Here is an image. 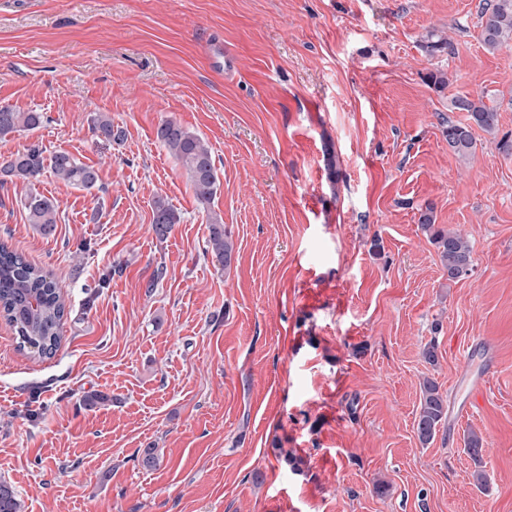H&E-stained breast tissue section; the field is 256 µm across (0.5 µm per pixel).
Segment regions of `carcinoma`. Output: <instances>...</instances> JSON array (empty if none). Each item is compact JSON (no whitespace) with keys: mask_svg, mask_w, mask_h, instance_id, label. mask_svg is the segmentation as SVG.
<instances>
[{"mask_svg":"<svg viewBox=\"0 0 512 512\" xmlns=\"http://www.w3.org/2000/svg\"><path fill=\"white\" fill-rule=\"evenodd\" d=\"M480 38L483 48L496 53L512 48V0H482L479 4ZM428 51L454 53L451 39L430 33L426 45ZM450 111L466 112L483 132L497 138L496 147L503 156L512 157V134L499 132V107L489 94L471 97L469 94L454 95L450 99ZM43 122L40 112H20L10 107H0V140L21 131H31ZM442 134L448 147L459 157L473 155L475 139L471 126L444 118ZM94 129L106 140L120 138L112 120L104 115L95 118ZM157 139L175 161L186 171L197 201L208 205L215 198L220 186L218 169L212 151L197 135L189 132L179 122L169 119L157 129ZM59 179L85 191L98 187L97 170L80 162L71 154L60 151L45 161L43 148L34 144L22 153L10 156L0 164V175L27 181L38 179L45 169ZM29 223L36 225L44 235L50 234L56 224L58 205L37 192L29 193L24 201ZM178 223L176 211L165 201L155 202L152 229L160 237H166ZM418 223L436 246L440 263L448 279L468 277L473 271L471 249L460 235L435 227L431 208L420 211ZM208 249L224 267H229L233 257V244L221 218L209 217ZM66 315V304L56 283L26 258L0 245V316L11 324L16 333L19 348L51 358L59 348L60 330ZM448 416L447 399L433 381L423 384L417 435L420 442L434 440L437 428ZM0 512H21V504L13 488L0 482Z\"/></svg>","mask_w":512,"mask_h":512,"instance_id":"cac0c4a2","label":"carcinoma"}]
</instances>
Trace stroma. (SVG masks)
Masks as SVG:
<instances>
[{"label": "stroma", "instance_id": "35a3bbf8", "mask_svg": "<svg viewBox=\"0 0 512 512\" xmlns=\"http://www.w3.org/2000/svg\"><path fill=\"white\" fill-rule=\"evenodd\" d=\"M478 4L0 0V107L43 115L0 160L37 142L100 178L0 183V242L67 305L49 359L0 319V481L22 512H512V159L478 129L457 158L440 125L468 121L454 93L488 92L512 133V50L483 49ZM432 32L454 54L426 52ZM169 118L212 149L210 209L156 137ZM32 191L59 204L52 236ZM159 198L180 216L164 239ZM427 206L469 240L468 278L444 274ZM469 372L484 397L465 414ZM427 378L448 418L424 445ZM30 224H36L40 232L49 235L55 227L58 205L50 198L30 192L24 201ZM208 249L216 257L217 261L227 268L231 265L233 257V244L220 217H208Z\"/></svg>", "mask_w": 512, "mask_h": 512}]
</instances>
